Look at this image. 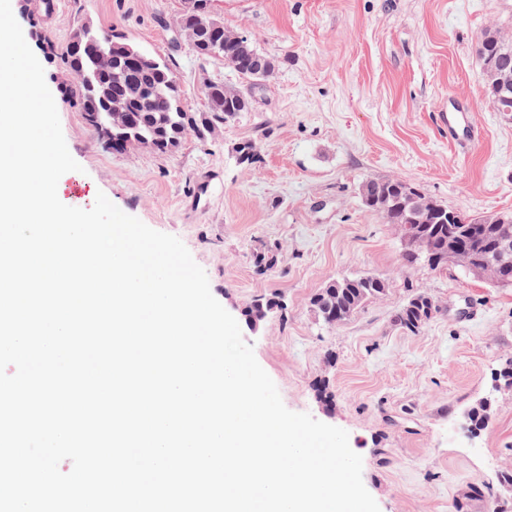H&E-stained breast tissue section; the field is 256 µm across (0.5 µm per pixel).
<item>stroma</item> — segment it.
Segmentation results:
<instances>
[{
	"instance_id": "stroma-1",
	"label": "stroma",
	"mask_w": 512,
	"mask_h": 512,
	"mask_svg": "<svg viewBox=\"0 0 512 512\" xmlns=\"http://www.w3.org/2000/svg\"><path fill=\"white\" fill-rule=\"evenodd\" d=\"M30 17L11 0L23 31L66 43L89 22L114 27L142 50L172 59L184 99L205 111L204 85L237 83L223 60L199 58L177 38L182 0H55ZM226 27L278 65L250 88L251 107L218 135L187 136L173 152L116 153L85 125L44 61L67 147L96 192L150 228L177 236L235 318L255 299L282 312L242 336L284 405L349 434L380 512H512L497 477L512 465V388L496 374L512 356V288L401 262L391 225L367 210L358 187L398 176L470 214L512 212V123L494 112L475 45L492 25L512 27V0H215ZM466 112L478 139L460 145L441 121ZM254 144L259 161L239 163ZM271 250L273 268H257ZM386 278L384 296L335 326L310 298L331 280ZM418 291L440 311L418 332L396 310ZM492 417L473 432L465 410L482 398Z\"/></svg>"
}]
</instances>
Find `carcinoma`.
Returning <instances> with one entry per match:
<instances>
[{
  "instance_id": "cac0c4a2",
  "label": "carcinoma",
  "mask_w": 512,
  "mask_h": 512,
  "mask_svg": "<svg viewBox=\"0 0 512 512\" xmlns=\"http://www.w3.org/2000/svg\"><path fill=\"white\" fill-rule=\"evenodd\" d=\"M193 51L204 59L222 58L224 65L251 81H268L276 69L264 75L248 71L247 60L258 51L252 42L238 41L233 30L224 28L222 43H196ZM47 55L60 58L66 70L73 75V83L66 87L70 103L84 115L94 120L87 126L98 136L112 143V151L128 152L141 148L166 154L177 149L185 137H213L225 123L250 109V101L241 97L243 91L221 80L205 84L208 111L191 112L184 104L181 89L170 63L154 57L130 43L126 36L115 31H102L87 22L71 35L67 43L56 46L50 42L44 47ZM478 56L486 79L489 101L506 121L512 120V71L503 75L488 63L492 55H512V35L499 27L487 28L476 42ZM111 58L112 69L118 71L136 58L142 68L129 70L131 79L149 82L155 93L141 96L124 82L112 81V73L100 70L103 55ZM122 97L128 112L117 119L109 111L110 99ZM362 204L380 215L387 224L403 228L402 261L407 265L425 262L440 268H451L464 277L471 271L459 263L448 262V244L464 252L481 257L492 269L499 262L512 264V217L507 213L481 215L464 214L466 221L457 220L459 211L452 209L424 194L415 184L397 177L370 178L359 188ZM494 224L496 229L484 234L480 227ZM502 237L507 252L499 255L492 249L493 239ZM387 291L386 279L376 275L343 278L327 283L311 298V307L318 320L325 325L339 324L365 302L379 298ZM281 309L273 299L258 300L246 308L249 318L261 323L273 310ZM439 311L431 295L415 293L396 311L395 322L409 332H416ZM490 405L483 402L473 406L469 420L473 429H481L488 422Z\"/></svg>"
}]
</instances>
